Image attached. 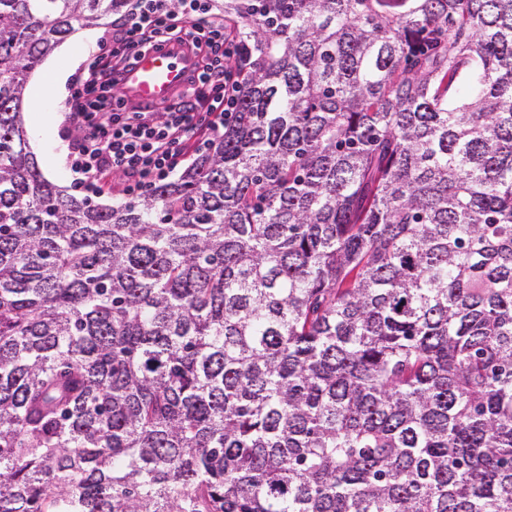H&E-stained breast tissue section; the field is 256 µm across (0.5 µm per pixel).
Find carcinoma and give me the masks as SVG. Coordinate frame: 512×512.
<instances>
[{"label": "carcinoma", "instance_id": "carcinoma-1", "mask_svg": "<svg viewBox=\"0 0 512 512\" xmlns=\"http://www.w3.org/2000/svg\"><path fill=\"white\" fill-rule=\"evenodd\" d=\"M0 0V512H512V0H224L235 119L112 206Z\"/></svg>", "mask_w": 512, "mask_h": 512}]
</instances>
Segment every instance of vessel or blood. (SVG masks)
Listing matches in <instances>:
<instances>
[{
    "mask_svg": "<svg viewBox=\"0 0 512 512\" xmlns=\"http://www.w3.org/2000/svg\"><path fill=\"white\" fill-rule=\"evenodd\" d=\"M194 62L177 46L158 43L140 53L114 79L123 95L114 100V111L131 105H160L171 100L191 81Z\"/></svg>",
    "mask_w": 512,
    "mask_h": 512,
    "instance_id": "vessel-or-blood-1",
    "label": "vessel or blood"
}]
</instances>
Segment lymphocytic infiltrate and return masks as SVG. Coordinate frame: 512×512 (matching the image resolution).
Here are the masks:
<instances>
[{
	"instance_id": "obj_1",
	"label": "lymphocytic infiltrate",
	"mask_w": 512,
	"mask_h": 512,
	"mask_svg": "<svg viewBox=\"0 0 512 512\" xmlns=\"http://www.w3.org/2000/svg\"><path fill=\"white\" fill-rule=\"evenodd\" d=\"M104 38L107 47L86 60L66 99L78 130L68 141L67 159L81 185L97 188L120 175L126 195L134 198L168 180L190 152L233 120L246 46L223 33L205 0H178L174 6L169 0H139L134 14ZM160 41L178 43L193 57L195 78L167 103L107 111L94 97L97 88L112 86L115 71Z\"/></svg>"
}]
</instances>
